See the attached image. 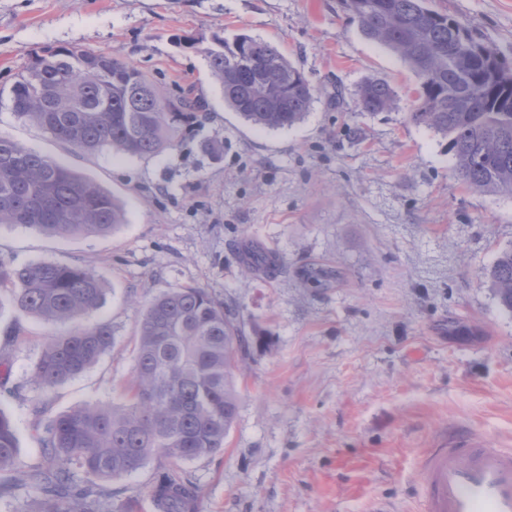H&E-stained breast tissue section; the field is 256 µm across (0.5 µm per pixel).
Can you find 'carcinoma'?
Here are the masks:
<instances>
[{"label": "carcinoma", "mask_w": 512, "mask_h": 512, "mask_svg": "<svg viewBox=\"0 0 512 512\" xmlns=\"http://www.w3.org/2000/svg\"><path fill=\"white\" fill-rule=\"evenodd\" d=\"M365 38L399 53L416 78L410 121L448 137L459 177L472 188L512 195V65L458 19L426 0H343ZM198 52L245 122L267 129L299 123L314 101L303 75L271 43L242 34ZM11 110L83 152L116 149L150 157L171 146L182 125L206 111L187 95L164 98L140 70L115 56L47 47L15 76ZM364 112L392 108L396 94L382 78L359 89ZM124 223L112 194L53 159L0 135V224L48 235L105 236ZM272 256L245 249L247 271ZM305 283L322 286L329 273L314 266ZM488 279L502 310L512 315V248L499 254ZM19 315L71 323L46 338L32 377L45 395L96 364L112 344L106 323L81 319L104 296L90 268L0 258V298ZM21 328L0 346L10 365ZM248 336L232 304L196 286L171 288L147 305L139 326L132 380L123 400L87 404L54 417L45 427L41 461H19L16 428L0 410V499L13 512H117L112 482L162 458L151 486L157 512H195L199 486L184 464L224 452L237 416L236 369L246 359Z\"/></svg>", "instance_id": "carcinoma-1"}]
</instances>
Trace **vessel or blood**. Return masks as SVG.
Masks as SVG:
<instances>
[{
  "instance_id": "obj_1",
  "label": "vessel or blood",
  "mask_w": 512,
  "mask_h": 512,
  "mask_svg": "<svg viewBox=\"0 0 512 512\" xmlns=\"http://www.w3.org/2000/svg\"><path fill=\"white\" fill-rule=\"evenodd\" d=\"M425 512H512V450L450 436L422 459Z\"/></svg>"
}]
</instances>
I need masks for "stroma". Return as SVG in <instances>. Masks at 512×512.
Wrapping results in <instances>:
<instances>
[{
    "mask_svg": "<svg viewBox=\"0 0 512 512\" xmlns=\"http://www.w3.org/2000/svg\"><path fill=\"white\" fill-rule=\"evenodd\" d=\"M428 5L512 63V0ZM241 34L275 45L313 86L298 125L260 129L225 108L200 50ZM48 45L116 56L164 95L192 90L208 116L149 158L72 149L10 110L18 66ZM375 77L397 98L370 114L357 93ZM415 87L343 0H0V134L111 191L125 214L104 237L0 226V257L93 269L105 295L86 321L112 327L101 360L44 397L32 368L44 334L67 327L0 303V343L24 328L0 378L22 464L40 462L50 419L118 398L145 305L184 285L232 303L253 338L223 453L185 465L196 512H424L426 449L452 432L512 448V316L487 277L512 247V196L458 178L447 138L408 120ZM245 245L274 254L276 272L243 274ZM311 264L336 279L306 285ZM157 469L114 482V502L155 512Z\"/></svg>",
    "mask_w": 512,
    "mask_h": 512,
    "instance_id": "obj_1",
    "label": "stroma"
}]
</instances>
